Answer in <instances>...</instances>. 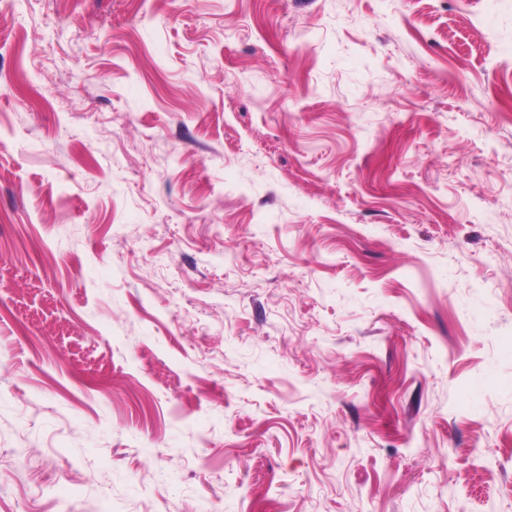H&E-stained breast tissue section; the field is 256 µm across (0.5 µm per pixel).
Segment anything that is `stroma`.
Segmentation results:
<instances>
[{
  "instance_id": "stroma-1",
  "label": "stroma",
  "mask_w": 512,
  "mask_h": 512,
  "mask_svg": "<svg viewBox=\"0 0 512 512\" xmlns=\"http://www.w3.org/2000/svg\"><path fill=\"white\" fill-rule=\"evenodd\" d=\"M512 0H0V512H512Z\"/></svg>"
}]
</instances>
